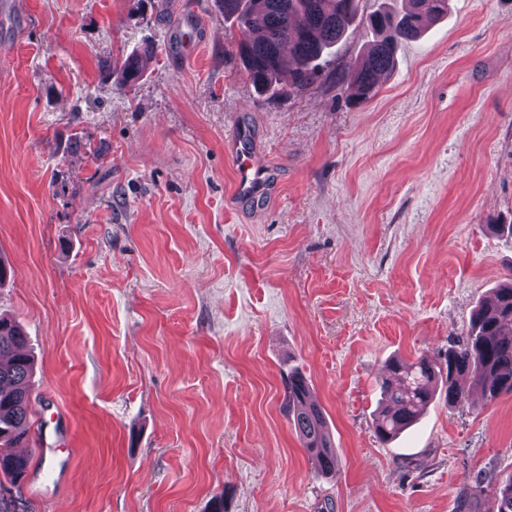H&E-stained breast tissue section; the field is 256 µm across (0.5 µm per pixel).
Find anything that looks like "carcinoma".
I'll list each match as a JSON object with an SVG mask.
<instances>
[{"label":"carcinoma","mask_w":512,"mask_h":512,"mask_svg":"<svg viewBox=\"0 0 512 512\" xmlns=\"http://www.w3.org/2000/svg\"><path fill=\"white\" fill-rule=\"evenodd\" d=\"M224 16L239 28L237 53L252 84L275 89L288 72L289 89L312 84L333 48L360 22L372 41L356 62L355 95L366 97L378 78L396 63L398 48L417 39L427 23L448 15L449 0H409L410 7L384 6L363 14L361 0H222ZM154 56L147 45L128 55L121 67L127 85L136 84ZM25 335L13 320L0 316V512H21L20 490L30 458L16 449L29 440L32 414L33 360L25 352ZM284 407L315 468L336 472V451L322 408L310 400L307 379L294 369L283 378ZM446 401L460 405L478 388L489 399L512 393V272L494 289V300L473 314L466 339L443 357L422 356L414 362L393 358L379 380L381 411L375 433L389 442L413 424L430 404L438 386ZM487 512H512V475L479 490Z\"/></svg>","instance_id":"carcinoma-1"}]
</instances>
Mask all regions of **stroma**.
Here are the masks:
<instances>
[{
  "label": "stroma",
  "mask_w": 512,
  "mask_h": 512,
  "mask_svg": "<svg viewBox=\"0 0 512 512\" xmlns=\"http://www.w3.org/2000/svg\"><path fill=\"white\" fill-rule=\"evenodd\" d=\"M12 2L0 313L36 360L24 512H486L479 487L512 472V393L436 399L383 443L375 381L457 345L512 273L494 230L512 224V0H450L365 100L361 26L303 92L260 93L221 0ZM145 45L137 84L103 70ZM242 129L269 173L256 206L224 149ZM294 368L335 474L283 409Z\"/></svg>",
  "instance_id": "obj_1"
}]
</instances>
